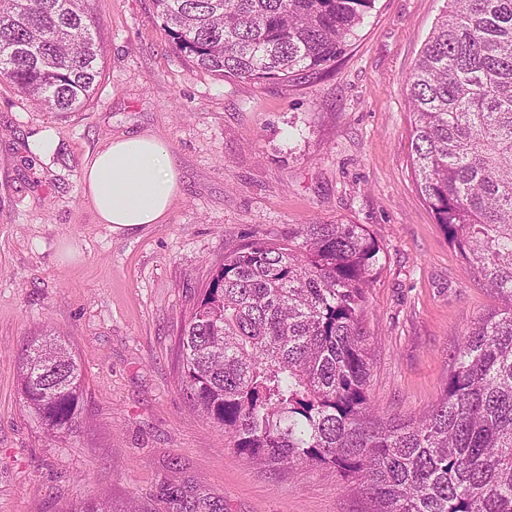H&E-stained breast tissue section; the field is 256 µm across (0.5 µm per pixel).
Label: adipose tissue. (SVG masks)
<instances>
[{
	"label": "adipose tissue",
	"mask_w": 512,
	"mask_h": 512,
	"mask_svg": "<svg viewBox=\"0 0 512 512\" xmlns=\"http://www.w3.org/2000/svg\"><path fill=\"white\" fill-rule=\"evenodd\" d=\"M100 223L122 232L166 221L180 190L168 143L151 133L113 138L82 171Z\"/></svg>",
	"instance_id": "ef3b65f1"
}]
</instances>
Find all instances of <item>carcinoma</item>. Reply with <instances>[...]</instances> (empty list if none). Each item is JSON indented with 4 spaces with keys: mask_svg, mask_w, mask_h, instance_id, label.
Returning <instances> with one entry per match:
<instances>
[{
    "mask_svg": "<svg viewBox=\"0 0 512 512\" xmlns=\"http://www.w3.org/2000/svg\"><path fill=\"white\" fill-rule=\"evenodd\" d=\"M164 34L215 76L320 77L374 0H153ZM104 58L92 0H0V84L50 112L92 99ZM417 187L502 306L463 336L439 401L385 418L368 393L363 319L379 247L361 224H299L224 256L182 326L181 390L232 447L361 484L371 512H512V0H447L407 77ZM18 390L53 433L76 425L81 370L29 346ZM171 512H224L169 483Z\"/></svg>",
    "mask_w": 512,
    "mask_h": 512,
    "instance_id": "cac0c4a2",
    "label": "carcinoma"
}]
</instances>
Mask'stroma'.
Masks as SVG:
<instances>
[{
    "instance_id": "1",
    "label": "stroma",
    "mask_w": 512,
    "mask_h": 512,
    "mask_svg": "<svg viewBox=\"0 0 512 512\" xmlns=\"http://www.w3.org/2000/svg\"><path fill=\"white\" fill-rule=\"evenodd\" d=\"M445 0H375L328 74L296 87L219 79L161 29L153 0H94L101 83L78 112L0 85V512H167L174 481L224 512H368L364 488L312 464L252 463L187 401L180 328L225 254L298 224H360L368 392L409 419L440 397L467 329L500 306L452 248L412 165L411 71ZM53 132L50 157L30 142ZM167 141L181 195L166 223H98L82 167L112 137ZM60 333L82 373L77 428L48 432L17 390L27 346Z\"/></svg>"
}]
</instances>
